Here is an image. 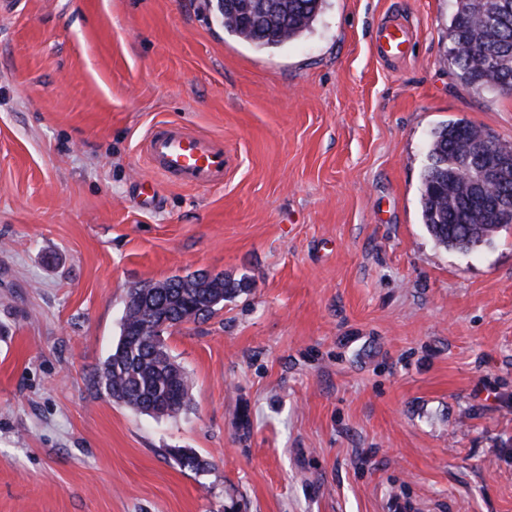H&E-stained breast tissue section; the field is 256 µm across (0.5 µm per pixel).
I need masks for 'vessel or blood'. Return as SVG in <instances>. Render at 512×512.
Here are the masks:
<instances>
[{"label": "vessel or blood", "mask_w": 512, "mask_h": 512, "mask_svg": "<svg viewBox=\"0 0 512 512\" xmlns=\"http://www.w3.org/2000/svg\"><path fill=\"white\" fill-rule=\"evenodd\" d=\"M379 42L383 53L399 57L407 49V33L397 25L382 26ZM152 167L173 182L201 187L224 179L227 158L223 144L173 124L154 125L142 142Z\"/></svg>", "instance_id": "b4317fda"}]
</instances>
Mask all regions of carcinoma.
<instances>
[{
	"label": "carcinoma",
	"instance_id": "carcinoma-1",
	"mask_svg": "<svg viewBox=\"0 0 512 512\" xmlns=\"http://www.w3.org/2000/svg\"><path fill=\"white\" fill-rule=\"evenodd\" d=\"M324 0H217L224 30L259 49L278 48L308 32ZM448 27V55L464 86L512 90V0H455ZM485 131L463 120L450 121L433 132L428 165L422 179L423 224L437 245L470 251L489 243L512 215L462 183L467 146ZM244 291L242 284L204 272L144 283L130 289L120 338L90 378L95 392L139 413L173 417L192 408L191 378L158 338L157 328L197 323L212 317L224 302ZM169 454L189 470L203 467L193 452L172 448Z\"/></svg>",
	"mask_w": 512,
	"mask_h": 512
}]
</instances>
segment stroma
<instances>
[{"label": "stroma", "mask_w": 512, "mask_h": 512, "mask_svg": "<svg viewBox=\"0 0 512 512\" xmlns=\"http://www.w3.org/2000/svg\"><path fill=\"white\" fill-rule=\"evenodd\" d=\"M215 5L0 14V512H512V227L447 250L420 209L435 129L512 146V93L457 78L455 0H325L271 50ZM163 122L223 144L222 183L153 171ZM197 271L247 292L164 334L192 409L91 390L129 288ZM379 42L386 56H402L406 52L408 43L406 30L397 25H383L379 31Z\"/></svg>", "instance_id": "1"}]
</instances>
